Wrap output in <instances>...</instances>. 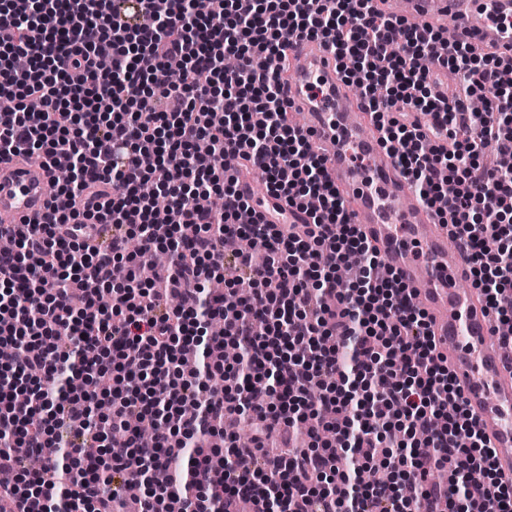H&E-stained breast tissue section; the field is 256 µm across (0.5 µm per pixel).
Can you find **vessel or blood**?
I'll list each match as a JSON object with an SVG mask.
<instances>
[{
    "label": "vessel or blood",
    "instance_id": "obj_1",
    "mask_svg": "<svg viewBox=\"0 0 512 512\" xmlns=\"http://www.w3.org/2000/svg\"><path fill=\"white\" fill-rule=\"evenodd\" d=\"M386 15L447 29L478 54L512 56V0H383ZM284 87L294 111L323 157L326 178L354 224L376 248L384 268L408 288L430 316L438 351L494 452L495 466L512 479V361L470 275L463 248L413 192L394 155L367 128L368 113L319 40L292 38ZM56 203L50 167L25 156L0 159V224L21 234L44 223Z\"/></svg>",
    "mask_w": 512,
    "mask_h": 512
}]
</instances>
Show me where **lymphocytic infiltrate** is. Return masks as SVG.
I'll return each mask as SVG.
<instances>
[{
  "mask_svg": "<svg viewBox=\"0 0 512 512\" xmlns=\"http://www.w3.org/2000/svg\"><path fill=\"white\" fill-rule=\"evenodd\" d=\"M0 157L65 155V207L0 254V512H512L486 440L435 349L426 312L382 276L375 248L327 182L307 133L288 120V39L318 38L337 62L355 58L364 106L423 203L472 263V285L499 321L512 319V59L393 19L373 0H0ZM112 47L111 69L97 49ZM237 60L224 67L226 56ZM269 65L258 72L255 56ZM181 80L159 83L170 59ZM450 97L430 87L443 71ZM494 88L493 104L468 102ZM431 123L420 125L419 115ZM260 171L289 209L320 201L306 224L238 221L250 202L239 173L222 174L194 144ZM453 182L452 195L443 181ZM99 182L112 197L75 202ZM167 197L159 210L142 191ZM224 206L211 208L213 192ZM192 224L191 244L182 227ZM263 250L237 264L258 275L244 301L212 293L225 239ZM168 250L171 308L137 273ZM222 336L202 344L207 323ZM243 363L224 364V347ZM210 363L185 370L184 354ZM224 377L222 391L209 384ZM247 416L251 445L235 423ZM305 421L304 440L266 442ZM155 422L143 439L138 422ZM222 431L226 452L211 449ZM28 448L41 467L23 469ZM455 462L447 484L432 470Z\"/></svg>",
  "mask_w": 512,
  "mask_h": 512,
  "instance_id": "obj_1",
  "label": "lymphocytic infiltrate"
}]
</instances>
